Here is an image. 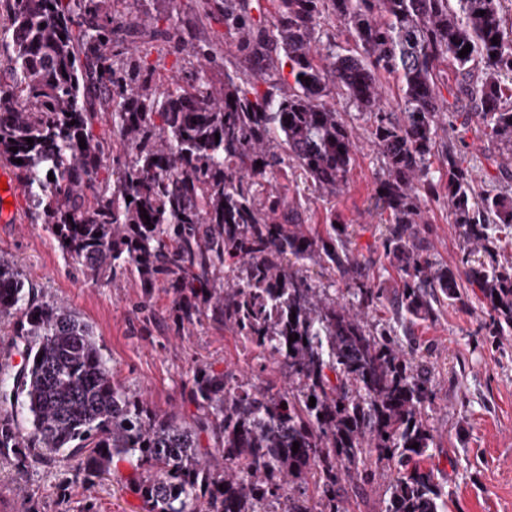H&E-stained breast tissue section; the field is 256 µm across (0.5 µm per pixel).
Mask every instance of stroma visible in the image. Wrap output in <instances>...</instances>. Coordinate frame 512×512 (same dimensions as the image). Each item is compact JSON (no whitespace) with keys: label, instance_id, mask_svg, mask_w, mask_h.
Masks as SVG:
<instances>
[{"label":"stroma","instance_id":"obj_1","mask_svg":"<svg viewBox=\"0 0 512 512\" xmlns=\"http://www.w3.org/2000/svg\"><path fill=\"white\" fill-rule=\"evenodd\" d=\"M203 0H136L132 15L174 29L188 44L224 43V18L204 17ZM448 137L462 165L485 190L504 188L491 159L496 149L483 134L478 114L467 124L445 116ZM356 148L347 186L332 203L311 201L312 221L322 225L336 210L349 226L352 246L371 263L366 274L385 298L370 314L373 323L391 321L390 299L400 288L399 273L382 256L387 215L375 206L380 160L363 130L355 132ZM430 229L429 255L439 265L458 266L463 243L448 222L444 203L425 201ZM11 256L24 273L36 301H57L88 322L118 380L141 392L158 412L191 416L195 408L183 397L193 372L248 373L261 387L279 390L285 374L275 362L257 358L232 333L209 322L185 329L173 324L172 297L154 291L148 312H141V290L120 276L96 280L63 255L46 225L35 223L28 207L19 221L0 223V253ZM464 303L442 306L434 319L416 324L413 334L432 380L433 403L426 417L434 449L425 463L445 488L447 512H512V335L492 338L490 318L471 289ZM130 472L115 463L110 475L86 479L79 459L57 456L35 465L24 477L0 462V512H145L144 504L124 486Z\"/></svg>","mask_w":512,"mask_h":512}]
</instances>
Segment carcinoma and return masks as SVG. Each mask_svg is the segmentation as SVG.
<instances>
[{"instance_id": "cac0c4a2", "label": "carcinoma", "mask_w": 512, "mask_h": 512, "mask_svg": "<svg viewBox=\"0 0 512 512\" xmlns=\"http://www.w3.org/2000/svg\"><path fill=\"white\" fill-rule=\"evenodd\" d=\"M124 2L10 0L0 160L86 275L131 274L142 311L165 289L178 326L204 317L224 327L284 364L288 388L201 368L184 384L198 414L157 413L116 378L92 327L31 300L1 253L0 316L21 313L16 335L27 344L21 371L0 363V461L21 478L66 451L98 478L126 460V485L146 512H347L341 481H366L360 465L373 455L389 475L385 512H444L443 487L422 467L434 447L423 418L432 391L413 326L462 301L464 281L479 291L492 335L512 334V260L498 259L512 236V189L476 193L442 125L444 113L472 105L497 168L512 177V94L501 84L512 74V19L501 0H277L269 18L249 0H208L238 64L216 82L208 69L225 55L169 31L177 54L205 64L167 85L130 48L151 32L123 18ZM383 75L398 79L395 113L383 108ZM348 109L380 155L383 256L402 274L392 324L366 320L382 293L348 225L332 210L319 231L308 204L277 181L297 168L327 202L346 188ZM107 123L110 136L97 131ZM437 154L461 269L427 255L422 201L436 196ZM475 252L488 260L471 264ZM313 267L339 274L347 299L332 291L336 280L315 283ZM310 478L312 496L302 490Z\"/></svg>"}]
</instances>
